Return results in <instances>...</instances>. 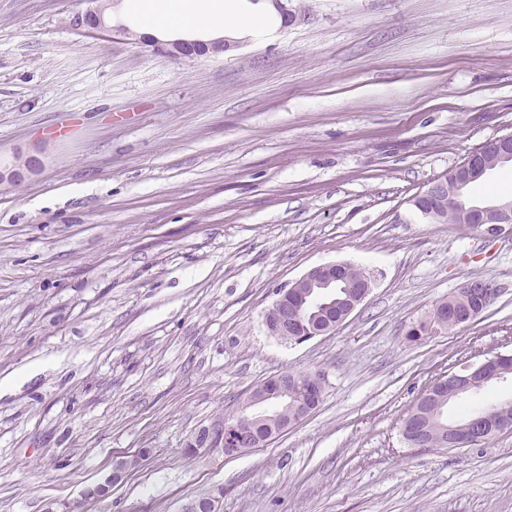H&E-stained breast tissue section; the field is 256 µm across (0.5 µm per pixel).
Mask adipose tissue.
I'll use <instances>...</instances> for the list:
<instances>
[{
  "instance_id": "adipose-tissue-1",
  "label": "adipose tissue",
  "mask_w": 512,
  "mask_h": 512,
  "mask_svg": "<svg viewBox=\"0 0 512 512\" xmlns=\"http://www.w3.org/2000/svg\"><path fill=\"white\" fill-rule=\"evenodd\" d=\"M244 0H140L148 33H178L189 29L213 28L229 38H240L266 25L271 5L245 10Z\"/></svg>"
}]
</instances>
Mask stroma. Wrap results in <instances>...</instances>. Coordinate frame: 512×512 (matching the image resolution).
<instances>
[{
	"label": "stroma",
	"mask_w": 512,
	"mask_h": 512,
	"mask_svg": "<svg viewBox=\"0 0 512 512\" xmlns=\"http://www.w3.org/2000/svg\"><path fill=\"white\" fill-rule=\"evenodd\" d=\"M284 2L291 22L186 58L82 32L84 0H0V154L44 159L0 185V512H512V431L401 435L435 379L512 353V235L412 203L512 134V0ZM334 261L369 272L363 304L269 335L277 290ZM471 279L499 288L481 315L406 340ZM317 370L321 403L271 445L188 453L255 386Z\"/></svg>",
	"instance_id": "1"
}]
</instances>
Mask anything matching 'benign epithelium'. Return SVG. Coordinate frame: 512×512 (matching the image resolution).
<instances>
[{"label":"benign epithelium","mask_w":512,"mask_h":512,"mask_svg":"<svg viewBox=\"0 0 512 512\" xmlns=\"http://www.w3.org/2000/svg\"><path fill=\"white\" fill-rule=\"evenodd\" d=\"M112 0H88L86 10L74 18V24L91 32H115L127 35L122 26H113L105 19V12ZM173 52L184 57L193 55L214 54L225 51L222 41H215L199 47L189 41L170 43ZM512 135H505L491 140L472 151L465 160L448 173L447 176L431 182L428 187L418 193L420 197L433 196L448 200L461 215L466 224H478L485 227L491 237L512 233V201H497L491 204H475L468 197L470 186L489 172L512 163V146L509 141ZM44 166L41 157L33 154L16 153L10 158L0 156V185L19 182L29 174L38 173ZM351 264L348 262H331L314 266L301 277L289 284L288 288L277 293L272 308L280 311L276 322L265 321L267 331L272 336L283 337L294 342H304L317 336L331 334L336 331L365 301L371 286H366L353 297L337 298L345 304L344 312L323 328L308 327L297 330L293 326L294 318L288 316V307L284 302L290 292L298 291L297 297L301 305L309 308L317 297L336 287L338 280L347 279ZM463 295H479L490 303L498 293L496 286L488 281L472 280L466 282L458 290ZM504 354L497 353L486 357L475 364H465L459 370L450 372L457 380L455 397L463 398L482 391L489 384L507 379V375L497 368V360ZM295 374L284 371L272 376L262 386L253 389L243 401V407L257 417L262 424L263 433L243 434L227 422L212 424L203 428L193 439L191 451L220 452L227 458H235L253 449L272 443L281 434L294 427L313 411V406L297 401L294 394ZM493 414L484 410L467 422H450L445 427L443 444L450 447H469L484 440L480 428ZM129 466L126 460H118L112 473L105 481L85 492L88 499L105 496L113 482L119 480Z\"/></svg>","instance_id":"benign-epithelium-1"}]
</instances>
